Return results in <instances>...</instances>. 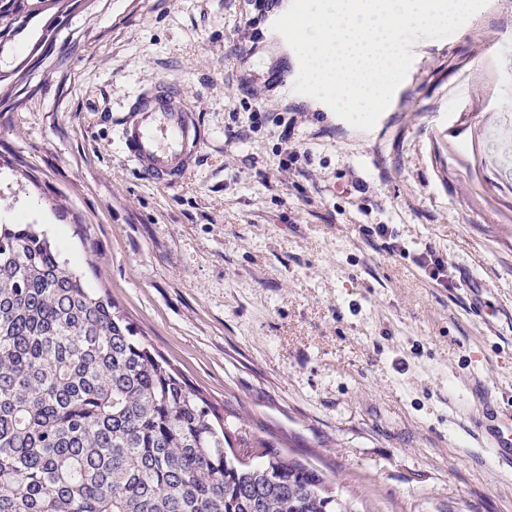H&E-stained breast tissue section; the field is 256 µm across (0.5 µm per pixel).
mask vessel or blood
Listing matches in <instances>:
<instances>
[{"label": "vessel or blood", "instance_id": "obj_1", "mask_svg": "<svg viewBox=\"0 0 512 512\" xmlns=\"http://www.w3.org/2000/svg\"><path fill=\"white\" fill-rule=\"evenodd\" d=\"M182 91L159 83L138 94L121 121L122 149L128 162L154 183L175 185L197 165L207 133L196 113L180 105ZM497 455L512 461V419L492 436Z\"/></svg>", "mask_w": 512, "mask_h": 512}]
</instances>
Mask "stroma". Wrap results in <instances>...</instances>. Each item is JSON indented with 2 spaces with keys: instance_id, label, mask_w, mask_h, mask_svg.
<instances>
[{
  "instance_id": "obj_1",
  "label": "stroma",
  "mask_w": 512,
  "mask_h": 512,
  "mask_svg": "<svg viewBox=\"0 0 512 512\" xmlns=\"http://www.w3.org/2000/svg\"><path fill=\"white\" fill-rule=\"evenodd\" d=\"M284 2L47 0L0 48V224L37 225L228 423L322 468L352 512H512V467L470 424L512 410V181L485 136L512 113V0L416 41L368 131L294 92ZM158 81L208 133L175 186L118 140ZM427 248L447 286L414 265Z\"/></svg>"
}]
</instances>
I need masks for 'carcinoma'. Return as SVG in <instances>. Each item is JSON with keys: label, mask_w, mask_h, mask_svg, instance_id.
Here are the masks:
<instances>
[{"label": "carcinoma", "mask_w": 512, "mask_h": 512, "mask_svg": "<svg viewBox=\"0 0 512 512\" xmlns=\"http://www.w3.org/2000/svg\"><path fill=\"white\" fill-rule=\"evenodd\" d=\"M47 0H0V42ZM512 160V115L490 130ZM0 512H350L325 473L230 429L29 225L0 224Z\"/></svg>", "instance_id": "1"}]
</instances>
